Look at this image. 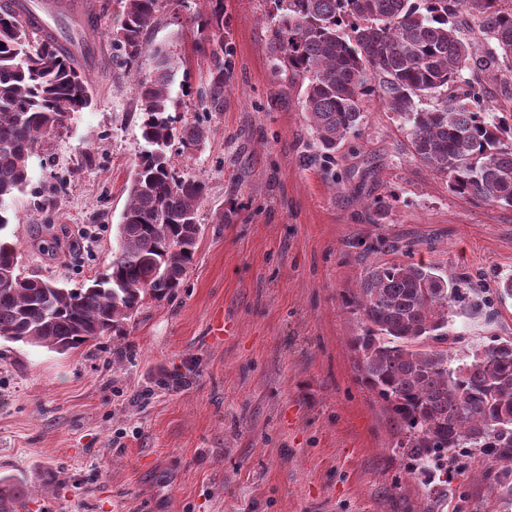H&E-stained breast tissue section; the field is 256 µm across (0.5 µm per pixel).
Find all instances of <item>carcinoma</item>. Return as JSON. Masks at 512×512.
<instances>
[{"instance_id": "obj_1", "label": "carcinoma", "mask_w": 512, "mask_h": 512, "mask_svg": "<svg viewBox=\"0 0 512 512\" xmlns=\"http://www.w3.org/2000/svg\"><path fill=\"white\" fill-rule=\"evenodd\" d=\"M0 0V231L8 202L28 183L37 149L90 108L92 80L72 50ZM172 0H117L106 32L112 64L140 72L132 90L143 148L118 225L112 263L87 288L56 287L19 272L16 249L0 245V339L66 352L107 334L125 335L146 299L173 297L195 255L206 183L178 173L169 150L202 149L206 129L177 125L172 96L179 62L146 35ZM210 30L205 112H220L232 62L224 45V0ZM265 14L271 68L281 91L299 88L311 141L302 161L336 184V153L365 122L376 97L404 120L414 159L456 194L512 207V4L507 0H270ZM40 50L28 55L30 42ZM389 253L412 245L381 239ZM477 285L420 261L370 265L348 301L358 379L397 429L396 447L426 477L431 502L448 498L437 478L457 449L488 457L484 477L512 489V339L459 346L462 310L478 313ZM27 488L0 478V512H24Z\"/></svg>"}]
</instances>
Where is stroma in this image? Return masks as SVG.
Returning <instances> with one entry per match:
<instances>
[{
  "label": "stroma",
  "instance_id": "35a3bbf8",
  "mask_svg": "<svg viewBox=\"0 0 512 512\" xmlns=\"http://www.w3.org/2000/svg\"><path fill=\"white\" fill-rule=\"evenodd\" d=\"M269 8L224 0L233 70L219 112L198 97L205 0H180L146 37L188 71L172 85L182 121L209 131L201 151L171 153L208 186L176 295L147 301L128 335L63 354L0 339V476L25 482L28 512H461L454 497L431 507L407 472L395 426L357 380L360 323L344 300L368 265L393 259L357 240H407L413 260L486 278L490 316L454 319L464 341L512 336V299L497 297L512 278V208L452 193L375 99L336 160L342 188L303 165L306 120L270 66ZM91 77L94 107L32 157L0 232L23 275L69 288L112 260L140 139L133 75ZM376 198L389 203L378 215L364 207ZM485 468L476 453L455 477L462 512H512Z\"/></svg>",
  "mask_w": 512,
  "mask_h": 512
}]
</instances>
